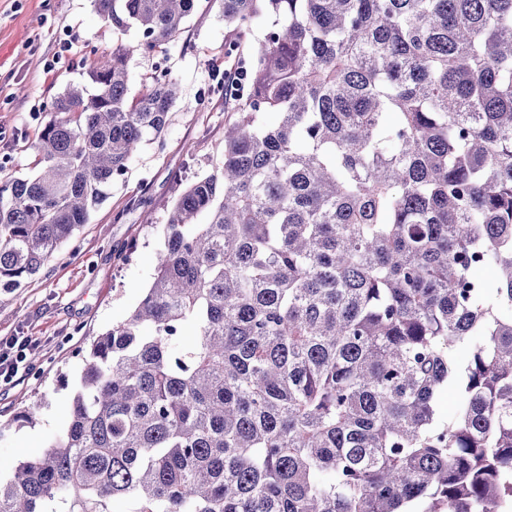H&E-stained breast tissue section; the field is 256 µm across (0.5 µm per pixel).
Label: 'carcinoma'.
Masks as SVG:
<instances>
[{"label":"carcinoma","instance_id":"cac0c4a2","mask_svg":"<svg viewBox=\"0 0 512 512\" xmlns=\"http://www.w3.org/2000/svg\"><path fill=\"white\" fill-rule=\"evenodd\" d=\"M219 3L231 52L271 20L245 103L0 512H512V0ZM95 6L139 39L53 102L37 173L0 184L3 290L178 98L157 66L129 99L128 62L194 0Z\"/></svg>","mask_w":512,"mask_h":512}]
</instances>
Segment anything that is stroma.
Here are the masks:
<instances>
[{
  "label": "stroma",
  "instance_id": "obj_1",
  "mask_svg": "<svg viewBox=\"0 0 512 512\" xmlns=\"http://www.w3.org/2000/svg\"><path fill=\"white\" fill-rule=\"evenodd\" d=\"M232 37L217 0H196L176 40L130 58L131 96L145 89L155 66L176 76L168 127L36 276L0 291V337L32 343L22 371L0 381L1 477L65 427L83 348L126 318L151 283L161 224L179 192L210 170L224 125L236 116L238 104L225 100L216 74L227 62L249 64L247 55H225ZM136 39L133 30L114 32L93 0H0V184L32 172L52 101L70 86H90L94 53ZM30 406L38 409L35 424L12 426L14 414Z\"/></svg>",
  "mask_w": 512,
  "mask_h": 512
}]
</instances>
